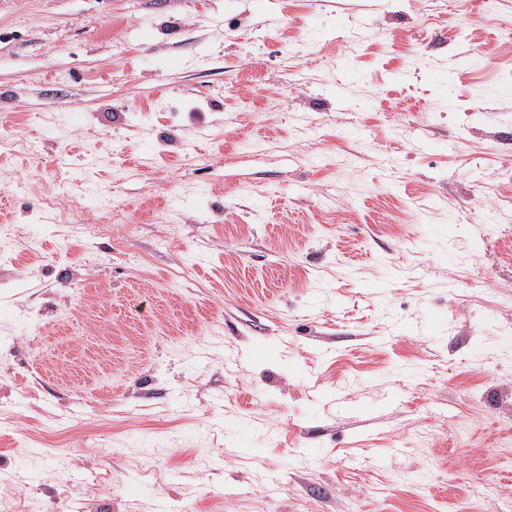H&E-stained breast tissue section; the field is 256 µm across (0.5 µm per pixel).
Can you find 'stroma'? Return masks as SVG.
I'll return each instance as SVG.
<instances>
[{
	"instance_id": "stroma-1",
	"label": "stroma",
	"mask_w": 512,
	"mask_h": 512,
	"mask_svg": "<svg viewBox=\"0 0 512 512\" xmlns=\"http://www.w3.org/2000/svg\"><path fill=\"white\" fill-rule=\"evenodd\" d=\"M0 0V512H512V0Z\"/></svg>"
}]
</instances>
